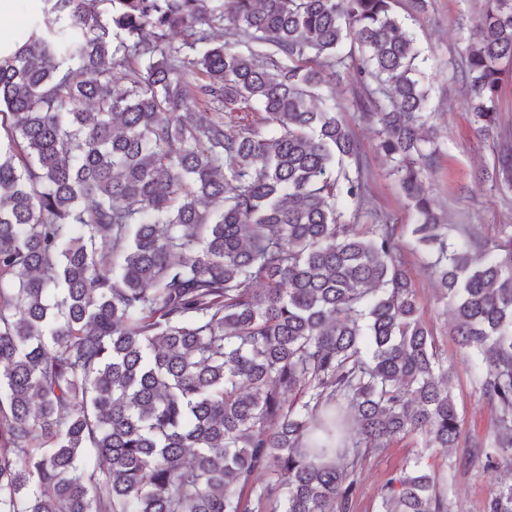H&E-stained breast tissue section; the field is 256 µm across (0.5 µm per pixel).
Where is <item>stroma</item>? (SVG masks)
Listing matches in <instances>:
<instances>
[{
    "label": "stroma",
    "instance_id": "obj_1",
    "mask_svg": "<svg viewBox=\"0 0 512 512\" xmlns=\"http://www.w3.org/2000/svg\"><path fill=\"white\" fill-rule=\"evenodd\" d=\"M481 7V0H430L428 13L421 15L415 25L418 45L428 58L424 80L430 88L429 108L434 114L436 143L440 149L439 168L428 176L424 187L449 224L467 225L480 238L498 243L512 237V188L477 179V171L494 162L492 141L476 133L466 87L453 71L464 50L472 20ZM354 93L349 78L337 76L336 98L344 106L341 117L360 139L367 165V199L357 221L375 224L387 218L394 224L412 225L414 212L390 174V161L377 149L376 131L367 127L359 113L349 107ZM401 249L421 302L423 318L453 366L450 391L460 413V437L457 448L448 455L438 449L419 453L413 436L369 455L358 470L359 494L353 512H375L387 481L418 455L444 478L448 512H485L502 483L512 481V473L504 470L492 473L478 462L462 469L456 467L455 459L465 453L472 437L491 432L497 413L481 398L472 381L468 363L450 334L452 312L439 298L419 253L413 251L410 235H403Z\"/></svg>",
    "mask_w": 512,
    "mask_h": 512
}]
</instances>
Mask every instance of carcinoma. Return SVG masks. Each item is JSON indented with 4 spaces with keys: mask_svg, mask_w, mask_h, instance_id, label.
<instances>
[{
    "mask_svg": "<svg viewBox=\"0 0 512 512\" xmlns=\"http://www.w3.org/2000/svg\"><path fill=\"white\" fill-rule=\"evenodd\" d=\"M395 3L42 0L0 59V512H352L366 452L456 447L403 225L356 223L340 67L498 411L459 465L512 468V239L451 238L425 192L426 58ZM508 65L512 0H484L460 73L487 137ZM443 485L415 462L377 512H448Z\"/></svg>",
    "mask_w": 512,
    "mask_h": 512,
    "instance_id": "cac0c4a2",
    "label": "carcinoma"
}]
</instances>
